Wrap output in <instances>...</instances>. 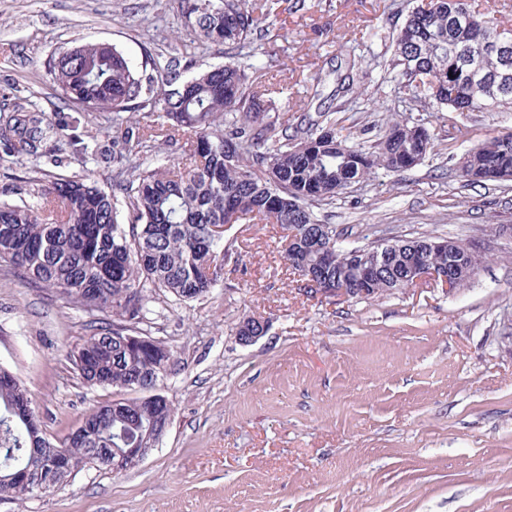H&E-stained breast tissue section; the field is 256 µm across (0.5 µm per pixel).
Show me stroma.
<instances>
[{
    "label": "stroma",
    "instance_id": "1",
    "mask_svg": "<svg viewBox=\"0 0 512 512\" xmlns=\"http://www.w3.org/2000/svg\"><path fill=\"white\" fill-rule=\"evenodd\" d=\"M425 2L297 0L280 13L262 81L290 125L316 118L362 53V96L332 107L352 142L375 139L403 97L377 62ZM176 12L175 0H0V104L34 92L65 143L54 158L0 148L6 200L57 174L111 189V113L71 110L47 63L84 43L115 45L138 66L180 56ZM421 118L435 155L351 185L316 213L349 247L423 235L477 245L484 259L467 285L317 295L285 264L278 227L243 217L224 233V277L209 294L180 305L158 293L146 306L144 332L173 354L159 391L174 412L157 447L125 472L89 466L53 492L0 498V512H512V187L466 182L457 168L469 146L512 132V112ZM247 316L268 330L243 345ZM89 321L0 263V366L53 441L116 397L84 384L67 358Z\"/></svg>",
    "mask_w": 512,
    "mask_h": 512
}]
</instances>
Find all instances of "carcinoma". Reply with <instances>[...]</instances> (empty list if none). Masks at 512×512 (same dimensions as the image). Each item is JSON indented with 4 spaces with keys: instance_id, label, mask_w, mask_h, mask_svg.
Segmentation results:
<instances>
[{
    "instance_id": "1",
    "label": "carcinoma",
    "mask_w": 512,
    "mask_h": 512,
    "mask_svg": "<svg viewBox=\"0 0 512 512\" xmlns=\"http://www.w3.org/2000/svg\"><path fill=\"white\" fill-rule=\"evenodd\" d=\"M262 26L247 0H178L177 26L193 48L162 63L138 69L116 46L83 44L51 55L47 75L62 99L84 112H110L117 122L112 141V191L88 176L57 175L29 181L30 200L0 201V262L56 298L100 317L73 361L83 382L123 392L147 384L149 397L123 398L91 409L80 421L82 441L70 450L80 471L90 448L141 447L172 404L157 392L172 354L158 338L129 345L119 336H139L138 324L152 292L188 303L209 293L224 271V236L214 227L243 213L262 224L295 234L283 247L288 267H315L349 288L400 289L407 268L420 257L448 263L446 252L417 249L392 257L375 270L346 253L336 225L314 212L353 183L380 170L401 172L434 152L435 139L413 117L430 105L453 112L468 103L480 111L512 112V61L497 50L503 25L468 0H430L408 12L385 62L409 106L386 123L373 145L350 144L332 113L318 112L310 128L288 134L275 101L254 88L262 71L254 57V34L273 42L279 29L270 17L279 0H266ZM222 45L224 64L201 68L198 48ZM193 72L187 79L182 74ZM163 121L141 123L143 110ZM34 93L0 106V145L16 157H38L56 140ZM494 162L512 177V134L494 137ZM180 142L184 159L126 176L129 156L148 142ZM488 163L476 144L459 158L460 176L479 181ZM118 321L109 322L108 317ZM27 390L22 382L0 386V497H27L11 476L37 444L11 407Z\"/></svg>"
}]
</instances>
